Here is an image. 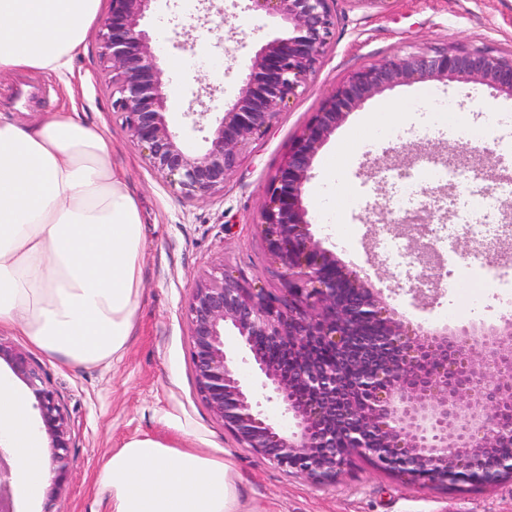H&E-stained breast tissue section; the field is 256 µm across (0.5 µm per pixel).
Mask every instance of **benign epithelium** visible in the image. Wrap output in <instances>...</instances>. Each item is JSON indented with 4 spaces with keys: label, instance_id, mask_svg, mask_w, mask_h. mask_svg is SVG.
I'll list each match as a JSON object with an SVG mask.
<instances>
[{
    "label": "benign epithelium",
    "instance_id": "benign-epithelium-1",
    "mask_svg": "<svg viewBox=\"0 0 512 512\" xmlns=\"http://www.w3.org/2000/svg\"><path fill=\"white\" fill-rule=\"evenodd\" d=\"M152 0H108L100 57L131 142L178 197L204 202L224 190L250 142L304 94L331 46L333 0H248L283 27L254 56L238 98L222 117L189 107L206 146L190 149L166 119L168 86L143 21ZM215 0H199L219 22ZM457 79L512 98V56L485 48H419L369 63L338 83L294 139L266 189L260 228L271 263L285 272L273 292L218 264L199 276L185 307L197 393L242 448L314 486L336 483L356 457L412 483L491 486L512 479V319L502 333L463 327L447 333L407 321L368 276L342 263L312 231L304 204L314 157L346 115L402 84ZM418 267L408 291L439 290L420 218L399 221ZM231 329L250 353L255 388L224 348ZM0 361L30 390L47 440L50 496L71 464L68 418L43 368L0 340ZM275 402L288 425L265 415ZM0 446V512H14Z\"/></svg>",
    "mask_w": 512,
    "mask_h": 512
}]
</instances>
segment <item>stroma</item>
<instances>
[{"label": "stroma", "mask_w": 512, "mask_h": 512, "mask_svg": "<svg viewBox=\"0 0 512 512\" xmlns=\"http://www.w3.org/2000/svg\"><path fill=\"white\" fill-rule=\"evenodd\" d=\"M224 7L230 20L220 38L208 33L202 11L184 0H153L145 19L168 84V124L196 146L202 134L185 116L193 92L216 86L206 108L216 113L229 107L255 53L279 34L263 13L236 12L232 0H225ZM332 8L335 40L307 92L290 102L264 137L249 144L223 192L204 202L174 195L131 143L121 115L112 110L97 31H90L66 76L23 73L0 81V110L31 120L72 104L111 139L114 160L138 201L145 240L143 292L121 360L72 369L39 359L70 419L73 464L56 499L44 496L32 505L18 497L15 512H106L97 473L112 449L144 435L167 441L185 435L194 447L218 451L239 476L244 512H512V480L488 487L421 488L362 458L335 485L314 486L239 447L197 393L184 317L194 283L221 263L266 288H283L257 226L265 187L336 84L367 63L423 46L512 51V0H383L376 6L334 0ZM442 99L455 101L457 111L470 115L472 135L448 132L434 110ZM491 99L500 112L490 123L479 105ZM388 103L411 106V119L390 126L387 139L369 138L362 118ZM423 150L450 160L466 156L481 173L480 187L506 188L512 182V99L478 83L431 81L400 84L366 100L314 159L306 187L314 233L342 262L363 269L373 287L412 321L452 329L502 326L504 316L512 313L503 295L471 288L447 262L442 275L448 287L416 302L400 290L403 275L378 249L386 234L378 207L394 192L392 182L380 180L378 173L407 169ZM326 214L340 215L351 225L347 248H338L335 234L326 230Z\"/></svg>", "instance_id": "35a3bbf8"}]
</instances>
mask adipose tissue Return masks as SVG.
<instances>
[{"label": "adipose tissue", "instance_id": "1", "mask_svg": "<svg viewBox=\"0 0 512 512\" xmlns=\"http://www.w3.org/2000/svg\"><path fill=\"white\" fill-rule=\"evenodd\" d=\"M100 0H0V75L68 68ZM139 206L112 143L80 112H0V329L72 368L121 359L142 294ZM0 436L23 497L51 477L23 394L0 381ZM108 512H241L223 458L150 436L97 475Z\"/></svg>", "mask_w": 512, "mask_h": 512}]
</instances>
